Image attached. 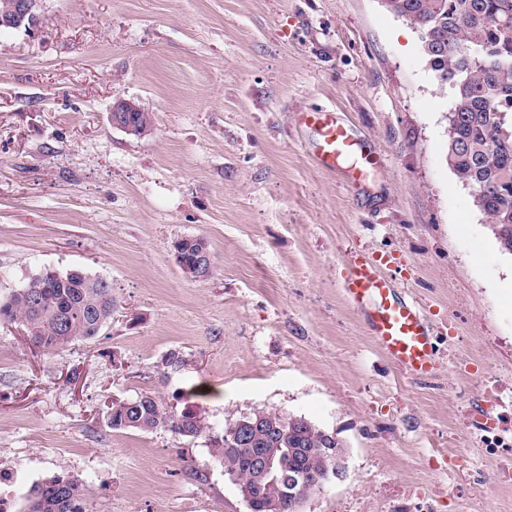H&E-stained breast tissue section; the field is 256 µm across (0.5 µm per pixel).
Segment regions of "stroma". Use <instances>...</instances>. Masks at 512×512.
<instances>
[{"instance_id":"obj_1","label":"stroma","mask_w":512,"mask_h":512,"mask_svg":"<svg viewBox=\"0 0 512 512\" xmlns=\"http://www.w3.org/2000/svg\"><path fill=\"white\" fill-rule=\"evenodd\" d=\"M0 32V296L47 271L112 284L100 336L52 352L0 323V468L62 471L90 512H246L207 437L114 430L115 399L192 404L215 429L270 410L348 450L301 512H512L476 438L512 416V257L446 161L452 95L384 0H42ZM152 113L135 137L115 98ZM328 107L381 168L323 167ZM201 237L187 279L174 241ZM428 317L432 377L383 354L342 288L351 252ZM181 366H168L170 351ZM182 273L188 279L194 281H202L207 279L211 274L212 260L209 257L207 246L204 245L199 255V260L194 265L186 266L181 261L176 260Z\"/></svg>"}]
</instances>
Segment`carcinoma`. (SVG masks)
Instances as JSON below:
<instances>
[{
	"mask_svg": "<svg viewBox=\"0 0 512 512\" xmlns=\"http://www.w3.org/2000/svg\"><path fill=\"white\" fill-rule=\"evenodd\" d=\"M419 32L421 49L438 84L453 91L446 159L457 178L474 190V203L489 221L499 250L512 255V0H385ZM201 237L175 242L186 264L196 261ZM112 285L79 270H47L0 298V321L14 323L44 352L99 336L112 319ZM260 428L254 448L224 446V434L194 406L170 411L142 395L115 400L107 420L114 430L167 429L182 437L211 436L210 455L251 499L253 512H292L288 480L259 482L251 473L253 451L276 455L305 477L302 498L326 486L329 463L308 449L327 447L322 429L302 416L250 413ZM25 512H88L87 489L77 477L55 474L25 495Z\"/></svg>",
	"mask_w": 512,
	"mask_h": 512,
	"instance_id": "1",
	"label": "carcinoma"
}]
</instances>
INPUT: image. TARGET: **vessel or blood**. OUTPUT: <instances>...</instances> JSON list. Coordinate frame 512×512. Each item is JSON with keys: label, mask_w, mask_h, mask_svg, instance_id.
I'll use <instances>...</instances> for the list:
<instances>
[{"label": "vessel or blood", "mask_w": 512, "mask_h": 512, "mask_svg": "<svg viewBox=\"0 0 512 512\" xmlns=\"http://www.w3.org/2000/svg\"><path fill=\"white\" fill-rule=\"evenodd\" d=\"M299 121L316 136V155L327 168L359 155L362 167H374L371 155L330 109H309ZM386 255L352 254L347 263L343 288L351 306L368 322L377 344L388 359L413 377L427 375L437 366L433 329L416 301L397 296L392 283L381 273L389 265Z\"/></svg>", "instance_id": "obj_1"}]
</instances>
